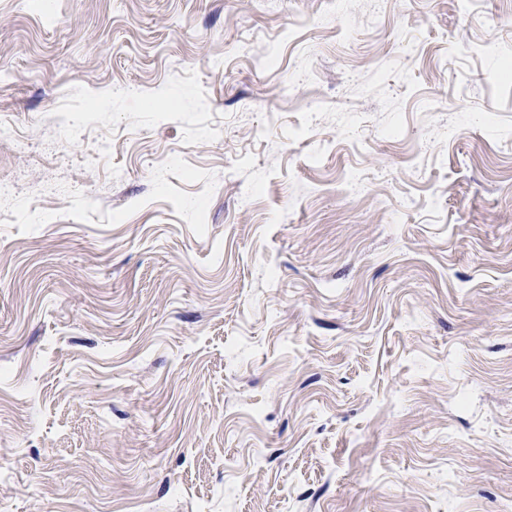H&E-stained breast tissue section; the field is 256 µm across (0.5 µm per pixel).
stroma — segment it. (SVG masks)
I'll use <instances>...</instances> for the list:
<instances>
[{
    "mask_svg": "<svg viewBox=\"0 0 512 512\" xmlns=\"http://www.w3.org/2000/svg\"><path fill=\"white\" fill-rule=\"evenodd\" d=\"M0 512H512V0H0Z\"/></svg>",
    "mask_w": 512,
    "mask_h": 512,
    "instance_id": "stroma-1",
    "label": "stroma"
}]
</instances>
